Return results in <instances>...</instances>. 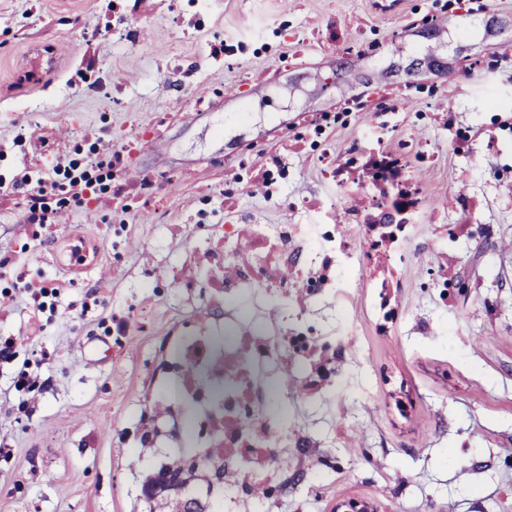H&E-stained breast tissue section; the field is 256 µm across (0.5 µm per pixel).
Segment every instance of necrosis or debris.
Returning a JSON list of instances; mask_svg holds the SVG:
<instances>
[{
  "label": "necrosis or debris",
  "instance_id": "1",
  "mask_svg": "<svg viewBox=\"0 0 512 512\" xmlns=\"http://www.w3.org/2000/svg\"><path fill=\"white\" fill-rule=\"evenodd\" d=\"M407 107L382 94L369 98L365 109L374 122L324 171L341 198H285L303 223L199 225L196 246L206 249L208 264L183 276L179 287L190 293L212 284L206 311L223 314L228 323L233 320L225 311L228 302L243 296L273 290L311 303L340 296L345 288H363L370 307L367 325L375 335L385 334L401 313L391 295L395 269L414 258V232L427 205L413 176L416 166L428 163L427 153L414 142L395 144L387 137ZM279 267L289 268L291 277H275ZM211 336L210 326L197 323L176 346L167 417L158 419L155 403H147L150 431L163 443L180 446L175 419L181 407L194 402L204 426L196 445L223 449L225 470L251 462L272 467L283 447L310 446L309 438L265 412L270 375L286 360L300 372L305 398L333 391L348 346L300 316L286 325L266 320L258 329L238 327L221 347Z\"/></svg>",
  "mask_w": 512,
  "mask_h": 512
}]
</instances>
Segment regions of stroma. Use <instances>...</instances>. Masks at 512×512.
<instances>
[{
  "label": "stroma",
  "mask_w": 512,
  "mask_h": 512,
  "mask_svg": "<svg viewBox=\"0 0 512 512\" xmlns=\"http://www.w3.org/2000/svg\"><path fill=\"white\" fill-rule=\"evenodd\" d=\"M118 0H0V254L16 258V277H0V336L19 337L0 361V512H147L145 476L166 454L119 439L135 428L141 406L162 399L167 329L191 320L206 289L182 296L183 254L200 217L224 221L226 181L239 178L237 208L246 220L295 224L270 201L261 165L240 168L239 146L278 143L288 123L336 112L377 92L409 100L394 140L432 154L415 175L434 208L418 229L422 248L403 272L402 318L389 337L353 336L336 394L276 402L277 414L313 447L285 448L286 473L257 481L287 482L276 512H344L352 502L373 512H512V176L500 174L481 145L497 112L491 95L512 98V0H224L200 13L197 0L175 12L145 0L127 37L108 33ZM89 21L86 34L55 26L59 13ZM47 31L44 44L25 39ZM233 52L210 60L218 40ZM33 117L20 119L15 101ZM470 128L476 149L448 142L445 113ZM105 129L80 144L83 159L124 148V170L164 173L172 185L152 209L124 207L107 190L65 208L50 205L42 241L25 212L10 204L25 194V160L39 156L45 196L68 181V159L40 155L36 128ZM281 192L315 197L325 187L316 153L281 151ZM483 192L484 232L456 250L438 227L461 219L457 198ZM98 245L96 262L68 272L56 254L75 230ZM447 272L468 293L441 306L425 287ZM52 286L37 310L28 286ZM142 320L120 351L113 319ZM29 364L42 386L14 388ZM417 395L415 415L400 420L386 398L388 380Z\"/></svg>",
  "instance_id": "1"
}]
</instances>
